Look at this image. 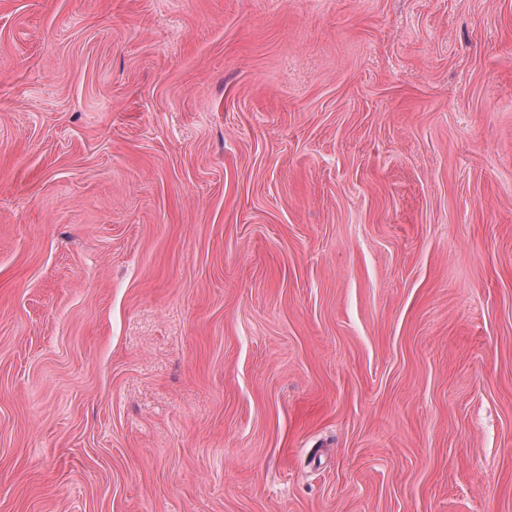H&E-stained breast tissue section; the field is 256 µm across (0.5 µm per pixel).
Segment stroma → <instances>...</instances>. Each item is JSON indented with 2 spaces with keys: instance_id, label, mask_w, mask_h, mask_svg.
Instances as JSON below:
<instances>
[{
  "instance_id": "35a3bbf8",
  "label": "stroma",
  "mask_w": 512,
  "mask_h": 512,
  "mask_svg": "<svg viewBox=\"0 0 512 512\" xmlns=\"http://www.w3.org/2000/svg\"><path fill=\"white\" fill-rule=\"evenodd\" d=\"M0 512H512V0H0Z\"/></svg>"
}]
</instances>
